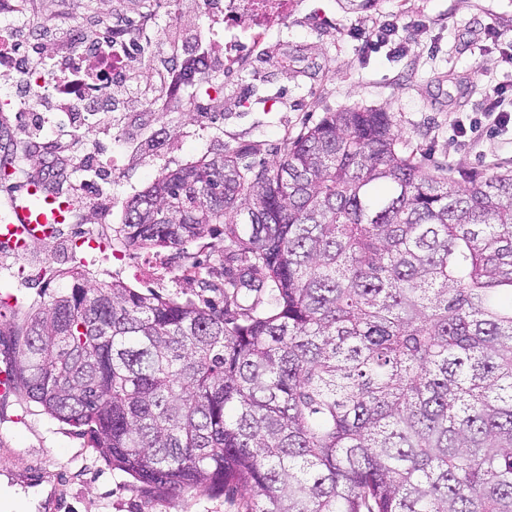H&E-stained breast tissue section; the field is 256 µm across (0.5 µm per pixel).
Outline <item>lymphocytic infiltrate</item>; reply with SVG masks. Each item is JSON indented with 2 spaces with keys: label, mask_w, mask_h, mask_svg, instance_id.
<instances>
[{
  "label": "lymphocytic infiltrate",
  "mask_w": 512,
  "mask_h": 512,
  "mask_svg": "<svg viewBox=\"0 0 512 512\" xmlns=\"http://www.w3.org/2000/svg\"><path fill=\"white\" fill-rule=\"evenodd\" d=\"M80 35L77 25L65 18L38 28L30 17L16 15L0 26L1 74L20 62L53 72L51 88L32 90L20 86L15 91L17 111L29 115L26 144H39L48 132L58 142L72 139L83 115L133 111L136 102L153 98L163 89L173 90L199 63H215L222 55L219 46L203 43L194 30L173 23L155 50L151 77H144L140 65V44L149 38L144 31L132 44L117 37L96 41L100 65L86 70L68 55ZM98 82L104 83L107 96L99 100L87 98L83 108H75L73 95Z\"/></svg>",
  "instance_id": "f902f5d3"
}]
</instances>
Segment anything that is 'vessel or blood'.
<instances>
[{
	"instance_id": "vessel-or-blood-1",
	"label": "vessel or blood",
	"mask_w": 512,
	"mask_h": 512,
	"mask_svg": "<svg viewBox=\"0 0 512 512\" xmlns=\"http://www.w3.org/2000/svg\"><path fill=\"white\" fill-rule=\"evenodd\" d=\"M73 202L47 193L41 183L32 184L26 196L9 205L0 217V246L24 252L30 243L56 237L65 224Z\"/></svg>"
}]
</instances>
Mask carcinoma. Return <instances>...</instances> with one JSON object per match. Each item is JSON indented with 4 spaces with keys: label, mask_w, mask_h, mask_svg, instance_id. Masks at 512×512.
Here are the masks:
<instances>
[{
    "label": "carcinoma",
    "mask_w": 512,
    "mask_h": 512,
    "mask_svg": "<svg viewBox=\"0 0 512 512\" xmlns=\"http://www.w3.org/2000/svg\"><path fill=\"white\" fill-rule=\"evenodd\" d=\"M244 158L164 174L112 228L225 225L224 307L63 269L15 331L26 398L140 483L247 488L243 512H512V171L461 184L362 104Z\"/></svg>",
    "instance_id": "cac0c4a2"
}]
</instances>
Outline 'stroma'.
Segmentation results:
<instances>
[{
  "mask_svg": "<svg viewBox=\"0 0 512 512\" xmlns=\"http://www.w3.org/2000/svg\"><path fill=\"white\" fill-rule=\"evenodd\" d=\"M157 30L170 21L225 43V31L197 12L183 13L177 0H148ZM118 0H31L36 20L68 16L94 24L119 11ZM398 20L412 51L374 54L363 39L387 20ZM503 40H486L488 23ZM512 0H377L366 12L346 9L343 0H289L288 15L246 66L226 72L216 96L190 115L177 104L167 111L140 110L125 121L94 130L97 164L110 172L105 197L83 184L75 172L66 192L90 200L86 223L70 224L65 235L35 242L24 254L0 248V298L29 304L64 291L70 282L59 269L81 266L87 287L120 280L197 305L223 307L228 239L223 225L182 248L153 250L111 247L126 199L163 174L200 159L207 149L242 150L247 161L272 160L277 148L296 138L327 112L354 103L389 112L393 131L411 149L468 175L512 168V124L497 125L489 111L495 86L512 87ZM475 132L458 136L457 123ZM157 130L160 149L139 153L130 141L140 127ZM96 240L94 256L69 252L70 241ZM10 472L13 503L0 512H40L28 494L27 479L38 472L58 478L65 512H241L245 489L165 493L135 481L91 446L80 429L62 423L24 391L0 400V472Z\"/></svg>",
  "mask_w": 512,
  "mask_h": 512,
  "instance_id": "35a3bbf8",
  "label": "stroma"
}]
</instances>
